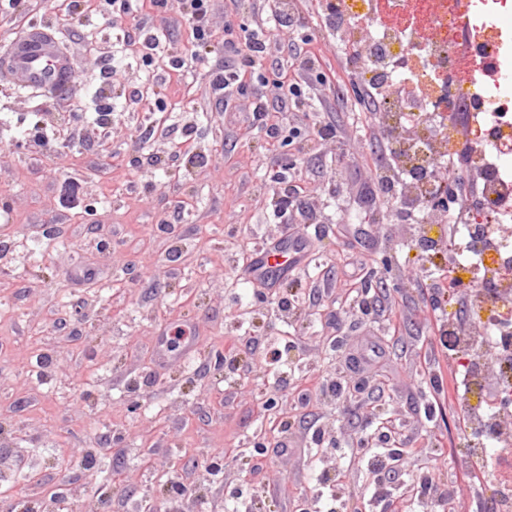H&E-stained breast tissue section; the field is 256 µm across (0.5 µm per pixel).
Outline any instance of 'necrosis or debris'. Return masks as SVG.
<instances>
[{
    "label": "necrosis or debris",
    "instance_id": "1",
    "mask_svg": "<svg viewBox=\"0 0 512 512\" xmlns=\"http://www.w3.org/2000/svg\"><path fill=\"white\" fill-rule=\"evenodd\" d=\"M379 0H333L338 17L350 27L341 38L362 48L356 63L361 81L385 90L376 109L387 128L400 135L392 151L407 175L414 198L429 193L442 179L432 159L448 160L460 149L452 113L472 117L474 137L467 167L480 177L482 208L462 214L458 206L428 212L427 224H453V252L466 249L468 239L490 230L493 246L478 256L452 265L450 280L469 273V321L458 326L448 316L455 354L467 357L466 389L456 402L470 467L499 456L512 446V351H503V324L512 321V73L495 62L512 56V0H464L463 10L448 0H395L396 7L423 11L419 28H398L382 22ZM464 33L468 53L478 62L465 79H457V52L449 32Z\"/></svg>",
    "mask_w": 512,
    "mask_h": 512
}]
</instances>
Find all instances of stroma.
I'll return each mask as SVG.
<instances>
[{"label": "stroma", "instance_id": "stroma-1", "mask_svg": "<svg viewBox=\"0 0 512 512\" xmlns=\"http://www.w3.org/2000/svg\"><path fill=\"white\" fill-rule=\"evenodd\" d=\"M179 2L145 0L118 24L108 0L79 16L70 0H0V53L39 23L77 73L60 93L0 74V470L15 473L13 512H41L54 491L73 512H343L345 496L355 512H448L466 467L437 330L466 306L436 288L447 251L418 246L440 225L368 201L387 131L322 21L270 37L263 77L230 94L213 85L241 68L225 19L268 21L272 0H213L210 51L195 58ZM301 48L322 71L300 75L307 98L284 112ZM279 180L295 197L284 215ZM71 181L82 191L69 200ZM295 230L307 263L255 277L257 251ZM28 240L55 242L50 260ZM384 420L387 450L360 449ZM214 448L232 454L209 472L198 462ZM428 470L441 499L418 494Z\"/></svg>", "mask_w": 512, "mask_h": 512}]
</instances>
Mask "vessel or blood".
Here are the masks:
<instances>
[{
    "label": "vessel or blood",
    "instance_id": "b4317fda",
    "mask_svg": "<svg viewBox=\"0 0 512 512\" xmlns=\"http://www.w3.org/2000/svg\"><path fill=\"white\" fill-rule=\"evenodd\" d=\"M0 68L21 86L58 90L76 80L69 57L53 31L38 24L29 26L12 41L8 52L0 55ZM297 258L298 252L292 247L262 249L256 254L255 272L264 275L272 270L285 271Z\"/></svg>",
    "mask_w": 512,
    "mask_h": 512
}]
</instances>
